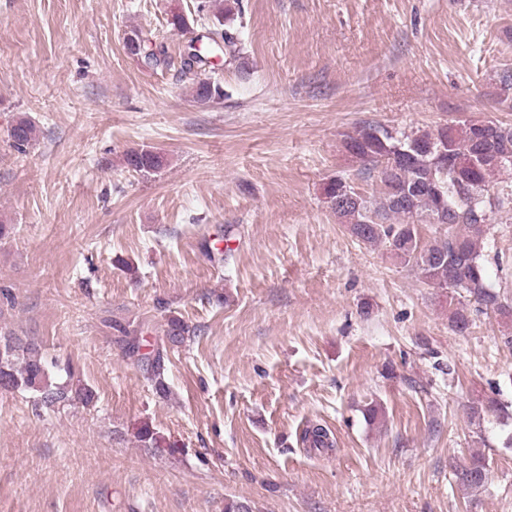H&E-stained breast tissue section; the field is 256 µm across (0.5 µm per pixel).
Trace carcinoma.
<instances>
[{
	"mask_svg": "<svg viewBox=\"0 0 512 512\" xmlns=\"http://www.w3.org/2000/svg\"><path fill=\"white\" fill-rule=\"evenodd\" d=\"M239 12V0H227L215 14L218 26L205 35L210 49L222 55L226 63L240 58L234 28ZM127 38L138 44L133 57L153 71L169 70L177 64L181 70L191 71L207 64L194 40L174 56L150 31L135 27ZM223 96L217 78L200 79L193 88V97L200 103ZM35 134V125L21 120L11 128L9 137L22 151L35 140ZM344 146L352 157L378 171L380 180L379 195L374 198L357 192L342 177L325 186L326 197H345L332 211L351 235L365 245L384 246L401 265L417 270L433 287L452 290L448 324L455 334L470 332L474 311L493 310L512 318V306L503 303L491 288L483 258L493 209L512 210V183L498 186L496 202H487L495 176L512 171V126L464 120L397 135L383 126L368 124L348 136ZM124 162L135 172L152 174L163 167L164 158L150 149L133 148L125 153ZM420 224H446L448 232L423 245ZM190 332L188 325L172 316L163 335L168 343L179 346ZM0 349V390L35 392L38 402L47 408L74 400L91 402L93 392L83 384L54 386L48 381L37 345L6 338L0 341ZM165 370L164 354L158 350L148 358L146 371L156 392L164 396L168 393ZM468 417L479 428L491 418L500 422L512 419V410L494 398H478L469 406ZM136 438L145 448L169 447L147 423L137 429ZM301 442L320 453L335 447L331 430L317 421L303 429ZM452 477L458 485L478 492L490 480L489 465L484 455L474 453L468 463L453 470Z\"/></svg>",
	"mask_w": 512,
	"mask_h": 512,
	"instance_id": "obj_1",
	"label": "carcinoma"
}]
</instances>
